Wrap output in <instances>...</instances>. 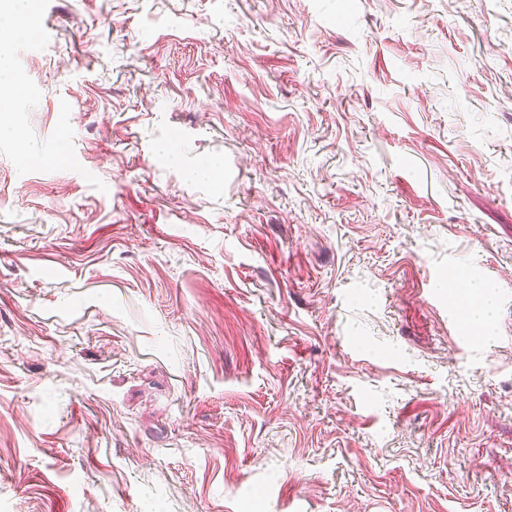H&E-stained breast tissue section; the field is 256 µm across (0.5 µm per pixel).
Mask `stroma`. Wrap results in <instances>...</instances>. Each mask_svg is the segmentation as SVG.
I'll return each mask as SVG.
<instances>
[{
    "label": "stroma",
    "mask_w": 512,
    "mask_h": 512,
    "mask_svg": "<svg viewBox=\"0 0 512 512\" xmlns=\"http://www.w3.org/2000/svg\"><path fill=\"white\" fill-rule=\"evenodd\" d=\"M0 51V512H512V0Z\"/></svg>",
    "instance_id": "obj_1"
}]
</instances>
